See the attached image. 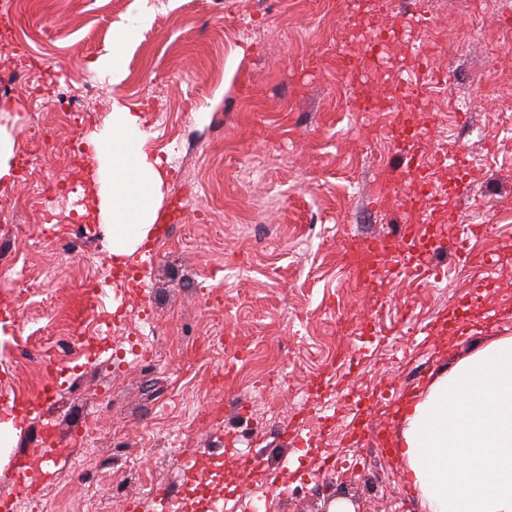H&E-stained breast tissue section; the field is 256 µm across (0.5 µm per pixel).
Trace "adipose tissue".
Returning a JSON list of instances; mask_svg holds the SVG:
<instances>
[{"instance_id": "1", "label": "adipose tissue", "mask_w": 512, "mask_h": 512, "mask_svg": "<svg viewBox=\"0 0 512 512\" xmlns=\"http://www.w3.org/2000/svg\"><path fill=\"white\" fill-rule=\"evenodd\" d=\"M148 22L112 24V49L93 64L103 78L124 72L122 45ZM137 117L113 106L92 137L97 215L114 257L133 254L148 237L166 173L141 151ZM401 458L423 512H512V336H500L439 373L407 402Z\"/></svg>"}]
</instances>
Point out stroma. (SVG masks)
I'll return each mask as SVG.
<instances>
[{
  "label": "stroma",
  "instance_id": "stroma-1",
  "mask_svg": "<svg viewBox=\"0 0 512 512\" xmlns=\"http://www.w3.org/2000/svg\"><path fill=\"white\" fill-rule=\"evenodd\" d=\"M147 13L149 23L123 49L119 80L83 83L91 61L112 48L119 16ZM414 14L430 26L412 42L439 39L426 85L437 153H464L471 187L443 197L445 209L478 225L473 262L454 256L415 260L405 275L375 270L376 285L357 286L344 252L383 232L399 250L403 232L428 236L391 190L380 168L398 165L382 130L388 112L356 111L344 96L337 53L362 52L366 27L400 26ZM13 27H0V132L15 158L34 162L27 183L0 187V247L13 262L0 269V296L13 297L0 328V389L28 410L23 427L0 438V493L18 512H85L82 473L112 497L147 505L153 487L183 490L180 466L225 453V433L260 462L247 494L267 512H323L341 495L357 512H422L403 474L400 399L487 344L512 335V282L458 312L481 273L478 256L496 251L512 263V0H398L388 15L358 12L351 0H21ZM69 96L82 114L56 109ZM137 115L142 149L167 172L158 221L125 263L114 262L94 214L87 173L64 150L42 154L27 123L41 112L57 143L90 140L113 105ZM72 191L56 205L61 231L49 238L31 201L48 183ZM140 266V286L125 267ZM100 284L93 302L86 278ZM151 310L158 364L130 359L111 367L110 310ZM503 321L489 329L488 311ZM464 314L466 330L412 345L408 320L439 323ZM375 317L377 333L357 335ZM92 337L96 363L69 374L51 402L34 405L31 381L45 360L78 355L76 334ZM325 392H318L319 383ZM358 400L320 436L305 465L280 471L303 406L335 403L344 386ZM71 432L98 423L93 456L72 445L85 471L56 466L69 497L22 489L18 468L37 458L45 418ZM278 473V485L268 476Z\"/></svg>",
  "mask_w": 512,
  "mask_h": 512
}]
</instances>
